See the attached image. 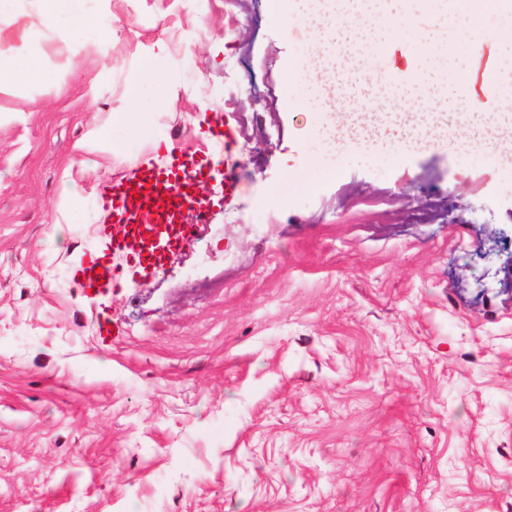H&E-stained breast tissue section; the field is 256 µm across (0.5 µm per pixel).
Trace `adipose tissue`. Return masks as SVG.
Wrapping results in <instances>:
<instances>
[{
    "mask_svg": "<svg viewBox=\"0 0 512 512\" xmlns=\"http://www.w3.org/2000/svg\"><path fill=\"white\" fill-rule=\"evenodd\" d=\"M95 0H0V18L15 21L20 17L36 14L46 22L55 35L78 40L96 38L108 42L113 31V17L101 14L94 6ZM459 117L465 123L463 137L452 141V148L476 156L486 153L491 143H499L498 156L503 162L512 161V142L505 138V131H512V113L486 111L482 101L474 95L458 100ZM402 125L390 124L385 115L366 120L339 121L331 114H320L312 127L313 134L320 137L331 149L355 146L397 158L408 151H426L436 145L429 130V115L425 112L402 113Z\"/></svg>",
    "mask_w": 512,
    "mask_h": 512,
    "instance_id": "obj_1",
    "label": "adipose tissue"
}]
</instances>
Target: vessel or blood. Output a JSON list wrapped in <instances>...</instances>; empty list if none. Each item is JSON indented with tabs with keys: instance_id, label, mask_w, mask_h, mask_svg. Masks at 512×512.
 Listing matches in <instances>:
<instances>
[{
	"instance_id": "vessel-or-blood-1",
	"label": "vessel or blood",
	"mask_w": 512,
	"mask_h": 512,
	"mask_svg": "<svg viewBox=\"0 0 512 512\" xmlns=\"http://www.w3.org/2000/svg\"><path fill=\"white\" fill-rule=\"evenodd\" d=\"M203 175V168L178 160L161 170L142 169L134 180L113 184L114 251L153 257L156 243L180 239L191 234L195 224L205 223L207 205L191 191ZM188 213L194 215L195 224L185 223Z\"/></svg>"
}]
</instances>
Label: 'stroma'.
Here are the masks:
<instances>
[{
	"label": "stroma",
	"mask_w": 512,
	"mask_h": 512,
	"mask_svg": "<svg viewBox=\"0 0 512 512\" xmlns=\"http://www.w3.org/2000/svg\"><path fill=\"white\" fill-rule=\"evenodd\" d=\"M96 7L108 45L38 36L45 80L0 86V512H512V169L324 149L268 0ZM410 58L335 54L345 111ZM174 156L240 189L142 272L100 195Z\"/></svg>",
	"instance_id": "stroma-1"
}]
</instances>
